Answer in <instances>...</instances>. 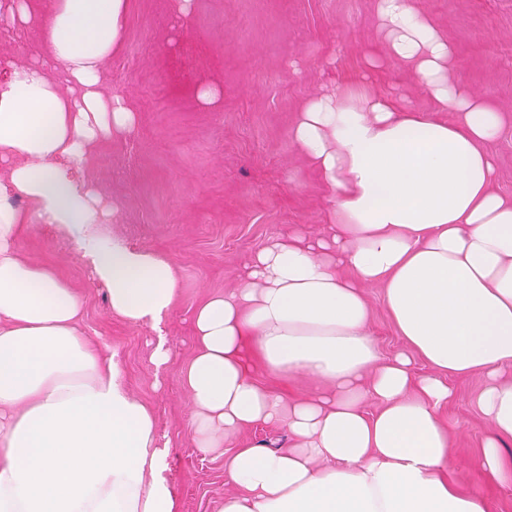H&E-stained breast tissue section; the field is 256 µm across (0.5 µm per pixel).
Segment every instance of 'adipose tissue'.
Masks as SVG:
<instances>
[{"mask_svg":"<svg viewBox=\"0 0 512 512\" xmlns=\"http://www.w3.org/2000/svg\"><path fill=\"white\" fill-rule=\"evenodd\" d=\"M375 11L390 57L455 118L396 107L365 80L301 111L292 137L336 200L325 233L265 243L238 286L192 316L198 447L254 426L289 438L237 444L219 512H491L449 477L438 417L449 377L475 372L489 381L479 409L494 434L465 469L475 485L512 484L500 462L512 440V199L494 190L486 149L503 117L449 78L448 40L415 0H375ZM126 22V0L0 6V24L36 26L41 48L29 63L0 59V512H179L152 409L115 353L80 334L73 289L20 253L23 230L53 227L106 286L112 315L156 334L152 362L167 365L176 267L103 230L86 176L98 143L136 122L101 91ZM366 284L382 286L405 343L385 360ZM419 360L429 373L416 374ZM265 373L313 385L290 399Z\"/></svg>","mask_w":512,"mask_h":512,"instance_id":"ef3b65f1","label":"adipose tissue"}]
</instances>
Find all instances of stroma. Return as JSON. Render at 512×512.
<instances>
[{
	"label": "stroma",
	"instance_id": "35a3bbf8",
	"mask_svg": "<svg viewBox=\"0 0 512 512\" xmlns=\"http://www.w3.org/2000/svg\"><path fill=\"white\" fill-rule=\"evenodd\" d=\"M447 36L451 80L503 114L495 157L497 191L512 196V0H417ZM127 0L120 49L104 67V94L137 112L133 128L99 143L89 175L114 213L107 232L169 255L179 295L168 321L172 359L155 380L149 328L109 310L107 290L49 227L28 230L23 255L51 265L79 295L78 329L123 362L129 391L155 413L172 451L181 512H217L230 486V447L202 450L184 384L196 353L191 316L210 296L235 288L248 256L297 228L320 233L335 205L330 187L294 142L303 105L321 91L346 93L368 74L373 88L399 104L434 114L436 104L408 70L389 58L377 32L374 0ZM374 55L377 66L366 69ZM208 82L221 92L200 101ZM371 330L381 356L403 340L383 291L368 284ZM455 399L441 411L454 463L477 457L490 427L476 401L482 374L450 378Z\"/></svg>",
	"mask_w": 512,
	"mask_h": 512
}]
</instances>
